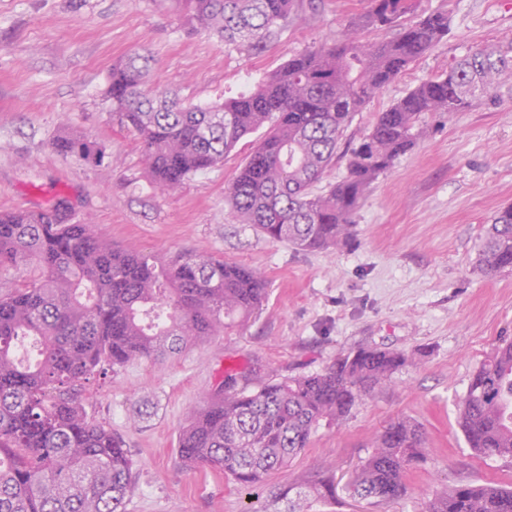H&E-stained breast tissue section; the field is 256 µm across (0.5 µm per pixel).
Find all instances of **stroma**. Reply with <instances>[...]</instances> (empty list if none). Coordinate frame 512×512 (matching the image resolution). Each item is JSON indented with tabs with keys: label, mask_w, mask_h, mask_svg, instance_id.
I'll use <instances>...</instances> for the list:
<instances>
[{
	"label": "stroma",
	"mask_w": 512,
	"mask_h": 512,
	"mask_svg": "<svg viewBox=\"0 0 512 512\" xmlns=\"http://www.w3.org/2000/svg\"><path fill=\"white\" fill-rule=\"evenodd\" d=\"M370 0H297L265 52L224 46L177 0H0V212L65 202L72 224H94L125 247L167 259L184 251L264 273L269 295L233 331L160 362H134L86 386L85 408L120 433L136 489L126 512H253L269 487L328 468L336 480L371 452L396 417L418 421L429 456L406 477L404 499L365 512H415L459 483L512 484V459L468 448L457 405L479 365L512 341V270L479 266L484 228L512 204V76L496 101L427 117L415 147L368 189L353 238L305 252L233 220L224 188L256 143L249 136L223 164L158 190L138 140L105 103L113 65L139 51L152 78L184 104L235 95L310 48L340 42ZM447 13L446 38L357 112L344 134H366L376 113L447 71L471 49L512 41V0H414L400 22ZM88 138L103 158L87 163L52 146ZM377 346L414 362L364 396L342 423L315 432L288 470L241 489L222 472L188 469L176 448L187 414L230 373L281 378L324 372L338 358Z\"/></svg>",
	"instance_id": "1"
}]
</instances>
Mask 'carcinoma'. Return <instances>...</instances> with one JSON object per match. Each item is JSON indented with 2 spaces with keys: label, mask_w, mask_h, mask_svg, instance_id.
<instances>
[{
  "label": "carcinoma",
  "mask_w": 512,
  "mask_h": 512,
  "mask_svg": "<svg viewBox=\"0 0 512 512\" xmlns=\"http://www.w3.org/2000/svg\"><path fill=\"white\" fill-rule=\"evenodd\" d=\"M294 2L183 0L211 37L256 52ZM411 8V0H371L351 28H391ZM448 27V14L437 12L382 43L351 36L314 47L250 91L205 105L183 106L153 87L146 59L134 53L112 68L106 103L142 143L160 190L223 163L263 130L225 188L234 217L297 250L338 248L353 236L368 187L413 148L426 115L491 100L512 74V43L476 49L376 113L358 144L341 147L361 106L448 36ZM54 148L101 158L92 142L70 133ZM343 158L347 175L317 190ZM480 262L489 273L512 268V204L487 225ZM8 268L22 276L0 297V512H126L136 487L132 455L120 435L87 416L86 384L108 368L178 354L239 326L266 300L268 282L256 268L189 251L162 264L113 244L92 224L66 223L59 208L0 214V269ZM410 361L403 352L360 348L323 373L259 380L252 390L229 374L191 411L179 434L181 460L257 487L288 468L318 428L345 420L361 396ZM458 426L476 455L512 459L511 341L474 372ZM371 448L344 490L372 504L402 499L408 471L429 454L422 426L398 417ZM336 499V483L321 474L274 487L254 512H301L303 503ZM420 512H512V487L461 483L424 501Z\"/></svg>",
  "instance_id": "obj_1"
}]
</instances>
